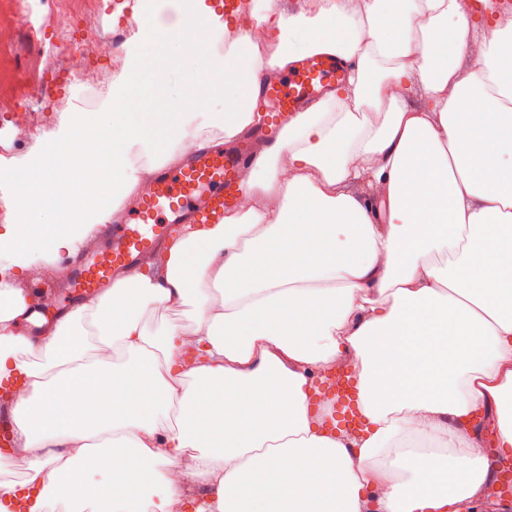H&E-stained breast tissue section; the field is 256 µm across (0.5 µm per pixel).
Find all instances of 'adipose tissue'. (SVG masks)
Masks as SVG:
<instances>
[{
  "instance_id": "ef3b65f1",
  "label": "adipose tissue",
  "mask_w": 512,
  "mask_h": 512,
  "mask_svg": "<svg viewBox=\"0 0 512 512\" xmlns=\"http://www.w3.org/2000/svg\"><path fill=\"white\" fill-rule=\"evenodd\" d=\"M250 14L263 42L207 0H137L109 111L64 117L7 162L6 207L25 221L54 195L63 226L49 240L0 232V380L22 382L9 413L26 464L0 498L181 512L199 484L196 512H486L472 415L512 447V289L475 261L512 264V18L475 23L462 0H330L296 17L252 0ZM187 26L209 35L188 61L205 107L162 125L123 112L148 50L181 52ZM313 53L348 64L347 82L258 150L223 223L183 226L161 262L41 318L31 338L38 293L19 280L76 253L203 131L244 138L261 78ZM85 139L96 153H80ZM63 163L95 173L91 204L60 192ZM175 306L188 323L166 318ZM341 363L356 434L310 407L316 377Z\"/></svg>"
}]
</instances>
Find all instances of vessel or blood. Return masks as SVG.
Masks as SVG:
<instances>
[{
	"label": "vessel or blood",
	"mask_w": 512,
	"mask_h": 512,
	"mask_svg": "<svg viewBox=\"0 0 512 512\" xmlns=\"http://www.w3.org/2000/svg\"><path fill=\"white\" fill-rule=\"evenodd\" d=\"M347 77L343 64L328 55L299 61L288 77L262 84V100L252 116L256 134L275 139L302 107L318 101ZM254 162L251 152L211 143L191 150L176 166L157 170L150 195L140 197L124 223L110 225L99 247L67 261L66 292L45 294L48 306L71 308L108 288L116 272L136 271L143 257L154 254L165 238L185 224H220L236 208L244 191L243 173ZM316 403L331 402L338 421L356 418L350 375L325 374Z\"/></svg>",
	"instance_id": "1"
}]
</instances>
